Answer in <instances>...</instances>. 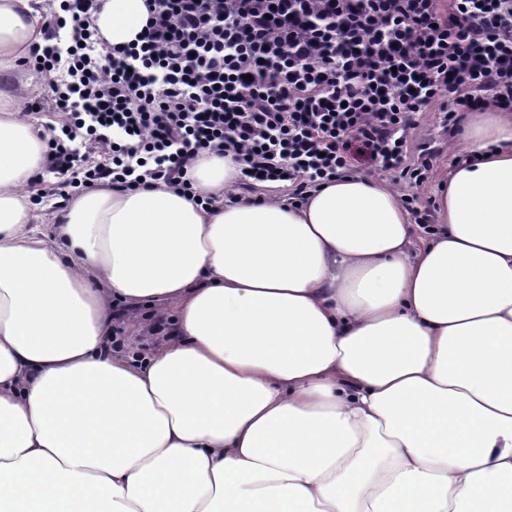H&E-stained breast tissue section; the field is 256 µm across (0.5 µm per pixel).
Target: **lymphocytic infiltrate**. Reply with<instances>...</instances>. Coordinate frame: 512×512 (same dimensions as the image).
<instances>
[{
  "label": "lymphocytic infiltrate",
  "instance_id": "f902f5d3",
  "mask_svg": "<svg viewBox=\"0 0 512 512\" xmlns=\"http://www.w3.org/2000/svg\"><path fill=\"white\" fill-rule=\"evenodd\" d=\"M105 0H48L29 66L49 78L57 191L141 180L194 192L193 160L292 197L364 165L419 215L465 114L512 112V0H144L134 42L95 23ZM439 133L418 136L425 112Z\"/></svg>",
  "mask_w": 512,
  "mask_h": 512
}]
</instances>
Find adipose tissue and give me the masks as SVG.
Masks as SVG:
<instances>
[{
    "label": "adipose tissue",
    "instance_id": "1",
    "mask_svg": "<svg viewBox=\"0 0 512 512\" xmlns=\"http://www.w3.org/2000/svg\"><path fill=\"white\" fill-rule=\"evenodd\" d=\"M0 0V73L42 45ZM143 0L96 24L136 40ZM0 93V512H512V112L430 229L388 182L228 201L231 158L40 222L41 128ZM162 320L142 352L115 318Z\"/></svg>",
    "mask_w": 512,
    "mask_h": 512
}]
</instances>
